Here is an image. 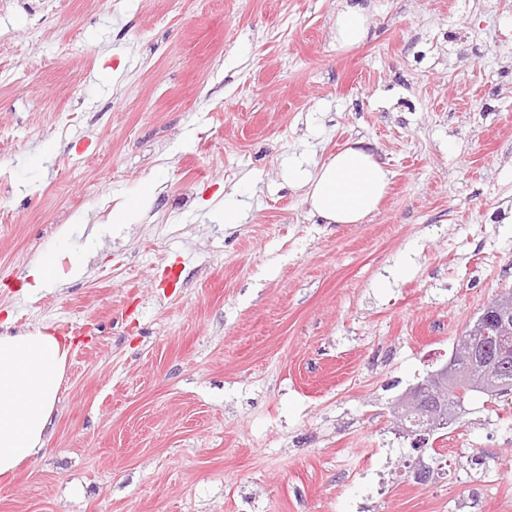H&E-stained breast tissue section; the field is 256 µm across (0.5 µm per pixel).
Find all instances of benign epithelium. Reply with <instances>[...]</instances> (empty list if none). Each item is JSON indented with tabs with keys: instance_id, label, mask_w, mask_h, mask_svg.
<instances>
[{
	"instance_id": "obj_1",
	"label": "benign epithelium",
	"mask_w": 512,
	"mask_h": 512,
	"mask_svg": "<svg viewBox=\"0 0 512 512\" xmlns=\"http://www.w3.org/2000/svg\"><path fill=\"white\" fill-rule=\"evenodd\" d=\"M512 319L500 307L493 304L479 316L473 326L459 338L457 352L453 353L448 363L431 374L426 380L409 389L394 404L395 415L404 411L416 410L428 414L429 426L425 433L417 436L419 443L427 441V436L433 434V429L448 426V415L443 411L433 388L453 380L459 386L468 385V379L459 373L460 355H465L471 362L480 364L484 372L493 377L505 372L508 356L498 342L501 337L490 335L489 329L498 327L504 331Z\"/></svg>"
}]
</instances>
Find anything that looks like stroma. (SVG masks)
<instances>
[{
    "mask_svg": "<svg viewBox=\"0 0 512 512\" xmlns=\"http://www.w3.org/2000/svg\"><path fill=\"white\" fill-rule=\"evenodd\" d=\"M361 2L344 50L337 0L0 10V324L71 343L0 512H512V394L421 450L392 416L512 289V0ZM359 139L386 198L311 218L284 166ZM45 257L60 283L24 292ZM344 5L336 12V47L345 49L364 41L369 34L370 20L367 10L358 2ZM161 182L149 184L136 200L117 203L111 210L109 219L113 224H132L133 220L142 218L147 211L149 200L162 189Z\"/></svg>",
    "mask_w": 512,
    "mask_h": 512,
    "instance_id": "obj_1",
    "label": "stroma"
}]
</instances>
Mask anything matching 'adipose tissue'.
Here are the masks:
<instances>
[{
    "instance_id": "1",
    "label": "adipose tissue",
    "mask_w": 512,
    "mask_h": 512,
    "mask_svg": "<svg viewBox=\"0 0 512 512\" xmlns=\"http://www.w3.org/2000/svg\"><path fill=\"white\" fill-rule=\"evenodd\" d=\"M336 46L345 49L369 34L367 10L345 0L336 13ZM304 190L311 217L327 224H357L376 211L389 172L364 140L322 161L301 156L282 173ZM70 347L46 327L0 325V476L36 458L49 435Z\"/></svg>"
}]
</instances>
